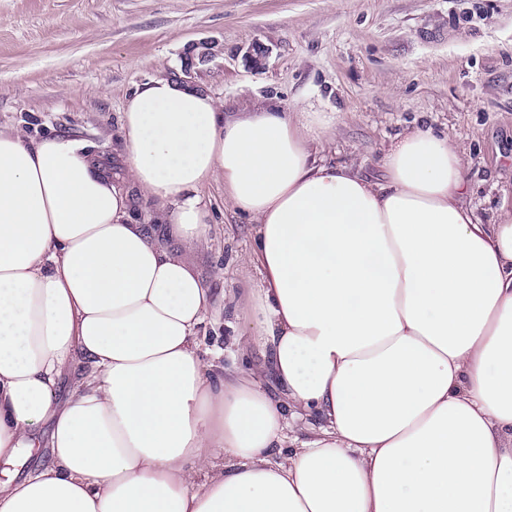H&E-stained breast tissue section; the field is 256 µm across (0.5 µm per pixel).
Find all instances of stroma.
I'll return each mask as SVG.
<instances>
[{
	"instance_id": "stroma-1",
	"label": "stroma",
	"mask_w": 512,
	"mask_h": 512,
	"mask_svg": "<svg viewBox=\"0 0 512 512\" xmlns=\"http://www.w3.org/2000/svg\"><path fill=\"white\" fill-rule=\"evenodd\" d=\"M206 39L221 51L195 82L220 107L336 113L321 156L374 178L406 128H433L463 148L480 222L512 209V0H0V128L118 157L127 98ZM255 42L270 49L262 69L245 60ZM203 194L216 232L195 267L215 293L244 298L251 224L223 184ZM245 315L231 304L206 324L202 360L260 363L233 342Z\"/></svg>"
}]
</instances>
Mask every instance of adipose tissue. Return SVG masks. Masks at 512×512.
<instances>
[{
    "instance_id": "adipose-tissue-1",
    "label": "adipose tissue",
    "mask_w": 512,
    "mask_h": 512,
    "mask_svg": "<svg viewBox=\"0 0 512 512\" xmlns=\"http://www.w3.org/2000/svg\"><path fill=\"white\" fill-rule=\"evenodd\" d=\"M335 128L153 78L114 174L0 129V462L44 422L52 448L0 512H512V212L475 218L448 135H399L374 179L317 160ZM213 182L253 225L250 370L199 355Z\"/></svg>"
}]
</instances>
